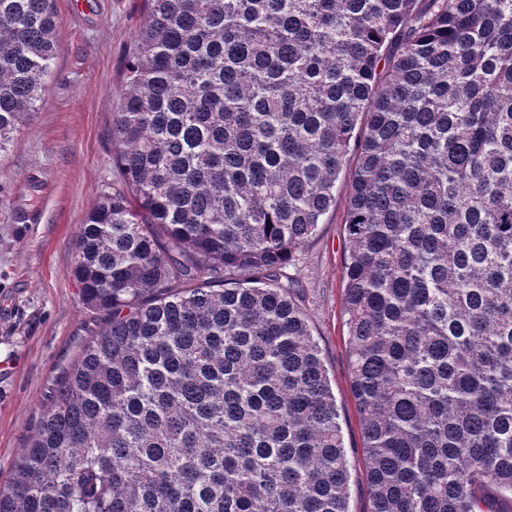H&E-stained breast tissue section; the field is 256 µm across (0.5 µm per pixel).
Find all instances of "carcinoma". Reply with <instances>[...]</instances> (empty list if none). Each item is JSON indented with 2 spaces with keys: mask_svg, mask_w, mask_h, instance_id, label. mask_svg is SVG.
<instances>
[{
  "mask_svg": "<svg viewBox=\"0 0 512 512\" xmlns=\"http://www.w3.org/2000/svg\"><path fill=\"white\" fill-rule=\"evenodd\" d=\"M55 2L0 0V154ZM145 2L71 266L105 317L0 512H350L287 271L342 179L372 512H512V0Z\"/></svg>",
  "mask_w": 512,
  "mask_h": 512,
  "instance_id": "1",
  "label": "carcinoma"
}]
</instances>
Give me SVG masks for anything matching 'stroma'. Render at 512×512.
<instances>
[{"mask_svg":"<svg viewBox=\"0 0 512 512\" xmlns=\"http://www.w3.org/2000/svg\"><path fill=\"white\" fill-rule=\"evenodd\" d=\"M58 54L45 97L0 154V480H7L49 388L100 314L70 274L80 225L111 192L112 113L144 0H56ZM47 191L30 196L31 175ZM38 220L21 224L19 207ZM346 188L296 261L299 300L319 344L351 464L350 512H371L359 416L350 389L343 315Z\"/></svg>","mask_w":512,"mask_h":512,"instance_id":"obj_1","label":"stroma"}]
</instances>
